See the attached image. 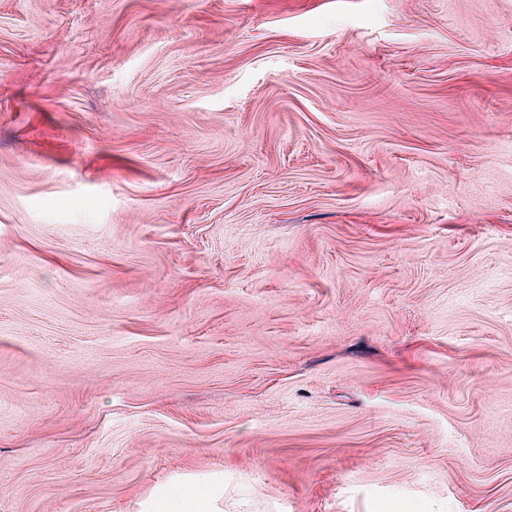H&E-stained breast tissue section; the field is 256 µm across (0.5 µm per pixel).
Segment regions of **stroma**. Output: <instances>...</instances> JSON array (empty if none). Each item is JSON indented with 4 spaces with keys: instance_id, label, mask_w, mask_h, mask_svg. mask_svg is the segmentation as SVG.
I'll list each match as a JSON object with an SVG mask.
<instances>
[{
    "instance_id": "stroma-1",
    "label": "stroma",
    "mask_w": 512,
    "mask_h": 512,
    "mask_svg": "<svg viewBox=\"0 0 512 512\" xmlns=\"http://www.w3.org/2000/svg\"><path fill=\"white\" fill-rule=\"evenodd\" d=\"M512 512V0H0V512ZM224 479L210 484L207 491L184 484L174 493L157 497L145 506L146 512H222Z\"/></svg>"
}]
</instances>
